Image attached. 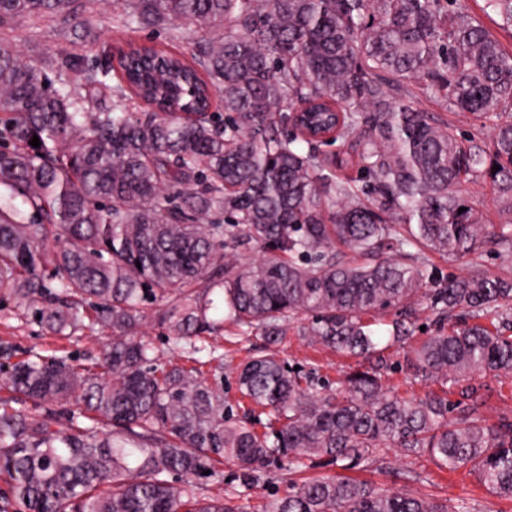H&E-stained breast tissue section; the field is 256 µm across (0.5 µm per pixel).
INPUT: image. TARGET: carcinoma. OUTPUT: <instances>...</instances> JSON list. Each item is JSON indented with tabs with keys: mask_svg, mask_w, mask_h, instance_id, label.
I'll return each mask as SVG.
<instances>
[{
	"mask_svg": "<svg viewBox=\"0 0 512 512\" xmlns=\"http://www.w3.org/2000/svg\"><path fill=\"white\" fill-rule=\"evenodd\" d=\"M116 4L124 29L179 18L206 36L189 54L163 42L60 57L48 64L56 86L0 45V301L61 340L112 330L90 366L53 353L0 367V389L34 406L0 403V512H247L201 494L203 480L224 483L216 465L250 489L272 469L353 470L383 445L468 466L512 499V417L484 424L467 381L512 373V335L482 323L512 328V270L480 262L487 244L512 256V121L499 120L512 112V52L465 0ZM76 10L0 0V25ZM482 11L512 29V0ZM417 96L484 117L491 150L419 111ZM285 112L302 118L291 131ZM348 166L358 181L338 175ZM487 181L508 214L493 231L464 189ZM430 253L470 270L444 279ZM422 299L462 322L410 346L406 366L460 385L457 402L385 386V359L333 390L266 354L230 368L265 431L232 414L224 323L243 339L259 331L268 349L313 313L305 335L369 357L378 337L364 317L399 310L400 342ZM146 320L186 363L160 362L138 335ZM264 512L468 510L336 474L291 483Z\"/></svg>",
	"mask_w": 512,
	"mask_h": 512,
	"instance_id": "carcinoma-1",
	"label": "carcinoma"
}]
</instances>
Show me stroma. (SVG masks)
Wrapping results in <instances>:
<instances>
[{"instance_id":"obj_1","label":"stroma","mask_w":512,"mask_h":512,"mask_svg":"<svg viewBox=\"0 0 512 512\" xmlns=\"http://www.w3.org/2000/svg\"><path fill=\"white\" fill-rule=\"evenodd\" d=\"M118 11L112 0H81L77 20L65 25L52 18L20 17L0 26V44L4 43L28 64L44 65L50 59L78 55L90 59L107 51L118 42L165 41L171 35L187 31L186 22L176 20L161 30L116 28ZM303 323L291 321L286 339L275 347L278 358L307 370L317 368L321 380L338 384L347 374L365 367L360 356H346L313 342L304 336ZM103 335L84 333L72 340H59L47 334L35 323L30 311L14 307L12 302L0 303V345L12 346L17 358L55 352L80 359L97 355ZM474 383L483 385L489 394L483 409L486 424H497L502 416L512 417V373L480 372ZM322 468H310L300 473L276 471L264 477L253 489L240 487L233 468H225L222 485H205L206 494L239 497L247 512H263L274 496L284 494L291 481L322 475ZM353 478L374 487L415 496H431L448 504L465 503L469 512H512V500L493 494L483 486L468 468L443 470L429 456H408L393 447L380 448L364 467L353 471Z\"/></svg>"}]
</instances>
